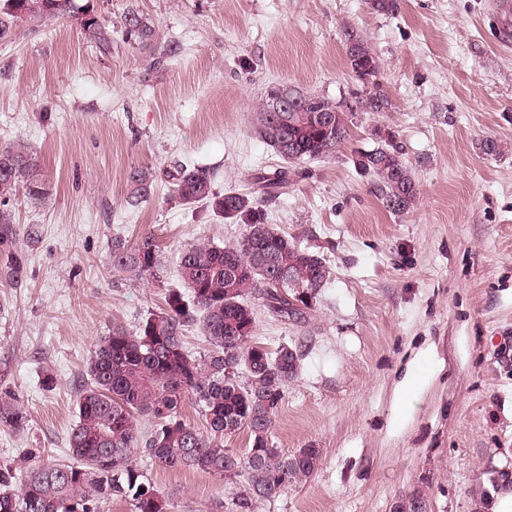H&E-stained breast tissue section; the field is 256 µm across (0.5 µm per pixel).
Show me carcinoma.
<instances>
[{"label": "carcinoma", "mask_w": 512, "mask_h": 512, "mask_svg": "<svg viewBox=\"0 0 512 512\" xmlns=\"http://www.w3.org/2000/svg\"><path fill=\"white\" fill-rule=\"evenodd\" d=\"M92 0H0V40L15 35L20 22L40 26L74 19L85 38L112 49V29ZM125 36L140 44L153 42L154 30L137 13L124 16ZM345 54L350 71L370 77L369 89L357 94L354 108L311 93H299L288 112H271L266 89L256 133L287 163L254 177L249 195L213 191V169L183 166L174 192L185 205L202 203L224 219L245 226L231 245L198 242L185 246L178 267L182 287L170 288L164 308L150 314L133 334L121 327L100 339L88 363L90 383L78 394L77 421L72 429L70 459L26 471L18 491L9 489L12 475L0 472V512H98L100 500L116 496L131 501L134 512H170V503L150 479L131 463L140 453L177 469L193 467L233 480L248 475L244 490L231 498L225 512H250L253 502L279 496L307 480L318 468L321 451L313 446L284 455L269 442L273 416L288 383L300 370L302 354L288 344L272 351L252 340L256 324L252 301L263 300L275 316L296 320L313 309L314 298L330 277L325 259L265 222L261 203L288 186L292 164L321 159L349 135L356 112H389L393 104L382 88L381 60L363 36L347 33ZM336 113L327 129L311 120L317 112ZM374 145L354 152V168H363L382 205L401 214L417 202L414 174L400 146L388 142L392 128L383 124L372 133ZM36 165L20 145L0 146V276L16 281L24 256L16 247L10 201L19 179ZM127 181L130 198L144 201L153 193L151 172L133 168ZM112 270L138 280L158 281L161 262L152 236L133 248L112 242ZM201 325L210 349L201 357L187 351L185 328ZM194 397L207 423L199 431L179 418L186 396ZM155 426L141 432L138 417ZM28 421L25 409L8 394L0 396V422L16 430ZM246 429L251 448L241 456L224 447V436Z\"/></svg>", "instance_id": "carcinoma-1"}]
</instances>
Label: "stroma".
I'll return each mask as SVG.
<instances>
[{
	"label": "stroma",
	"mask_w": 512,
	"mask_h": 512,
	"mask_svg": "<svg viewBox=\"0 0 512 512\" xmlns=\"http://www.w3.org/2000/svg\"><path fill=\"white\" fill-rule=\"evenodd\" d=\"M130 9L153 25L155 48L122 37ZM98 13L114 31L108 54L73 21L24 23L0 41V145H26L46 191L37 206L21 189L12 201L27 265L19 282L0 279V393L28 423L0 424V472L23 458L67 460L96 341L164 307L184 244L243 235L175 198L176 170L210 167L221 194L281 167L254 130L265 90L350 98L354 31L383 63L394 104L383 122L418 199L389 212L355 171L352 154L372 146L375 126L359 112L332 155L263 203L268 223L320 253L330 278L295 321L253 303L255 341L303 354L270 439L286 454L316 446L322 461L252 512H393L417 490L429 512L490 508L495 471L512 473V14L500 0H399L390 14L367 0H98ZM488 139L496 154H485ZM134 167L155 176L136 205ZM146 235L167 269L160 285L110 266L113 238L132 247ZM135 464L172 512H224L246 483L145 456Z\"/></svg>",
	"instance_id": "stroma-1"
}]
</instances>
